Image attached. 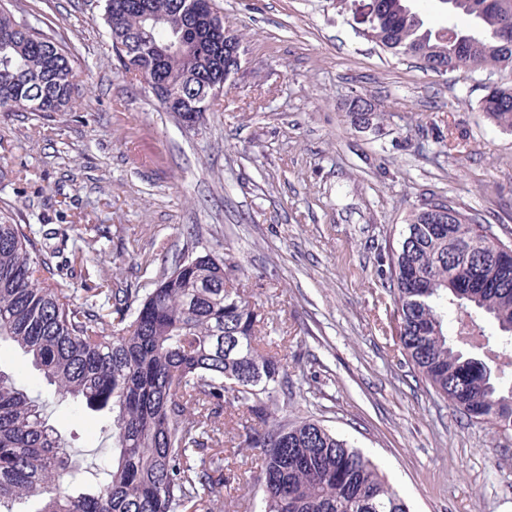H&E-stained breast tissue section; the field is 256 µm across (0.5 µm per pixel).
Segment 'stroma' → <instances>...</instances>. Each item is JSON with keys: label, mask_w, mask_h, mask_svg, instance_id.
I'll list each match as a JSON object with an SVG mask.
<instances>
[{"label": "stroma", "mask_w": 512, "mask_h": 512, "mask_svg": "<svg viewBox=\"0 0 512 512\" xmlns=\"http://www.w3.org/2000/svg\"><path fill=\"white\" fill-rule=\"evenodd\" d=\"M67 52L74 111L0 112V220L94 240L62 282L147 286L187 249L235 261L316 419L369 455L411 512H512V437L468 422L403 355L384 262L425 199L512 239V131L479 108L488 77L423 70L359 35L336 0H214L245 49L203 120L163 111L112 49L104 0H4ZM383 118L355 130L345 104ZM195 229L188 239L187 229ZM0 371L43 405L83 487L112 454L105 413L61 397L0 341Z\"/></svg>", "instance_id": "1"}]
</instances>
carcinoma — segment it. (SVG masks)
<instances>
[{
	"label": "carcinoma",
	"instance_id": "1",
	"mask_svg": "<svg viewBox=\"0 0 512 512\" xmlns=\"http://www.w3.org/2000/svg\"><path fill=\"white\" fill-rule=\"evenodd\" d=\"M372 32L398 56L428 57L448 71L512 73V41L497 40L512 0H446L472 28L435 29L406 16L404 0H384ZM162 18L142 27L132 0H105L104 20L129 56L132 75L153 71L152 48L178 39L196 59L169 55L159 94L183 91L172 110L192 126L186 99L224 76V24L200 33L183 0H148ZM75 75L65 50L40 28L0 9V112H69ZM496 125L512 130V80L480 100ZM491 225L452 201L429 199L414 211L388 255L394 321L402 351L434 393L471 422L512 432V252L489 244ZM53 228L0 223V340L14 342L62 396L110 415L112 460L92 491L72 494L76 475L43 405L0 371V512L28 497L37 512H209L211 495L247 471L224 455V439L259 450L262 512H410L374 461L303 419L284 423L294 383L283 359L261 346L264 318L240 287V267L210 252L151 288H88L80 302L58 280L64 246ZM481 334L497 327L495 355L481 357L448 339L449 318ZM237 421L221 420L225 410Z\"/></svg>",
	"mask_w": 512,
	"mask_h": 512
}]
</instances>
